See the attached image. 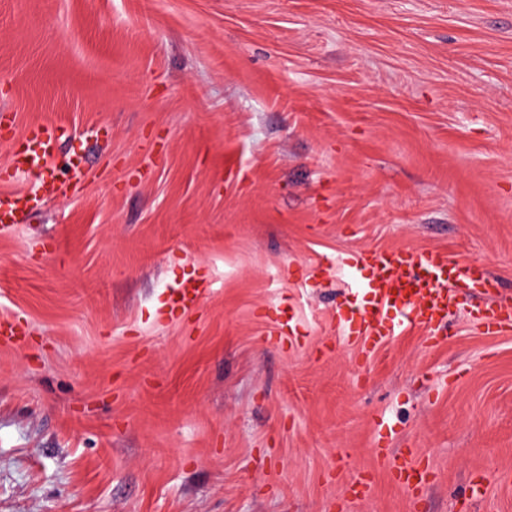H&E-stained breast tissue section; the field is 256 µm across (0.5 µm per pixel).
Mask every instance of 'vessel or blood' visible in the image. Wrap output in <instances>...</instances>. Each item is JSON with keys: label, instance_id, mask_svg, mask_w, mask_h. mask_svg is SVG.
I'll use <instances>...</instances> for the list:
<instances>
[{"label": "vessel or blood", "instance_id": "1", "mask_svg": "<svg viewBox=\"0 0 512 512\" xmlns=\"http://www.w3.org/2000/svg\"><path fill=\"white\" fill-rule=\"evenodd\" d=\"M55 128L34 125L22 137L0 131V143L9 147L10 173H34L33 191L0 193V226L9 227L43 202L67 197L84 173L81 154L68 159L69 175L55 173ZM338 269L351 281L350 298L337 311L336 321L348 343L363 355L374 353L390 338L412 329L421 330L428 345L445 334L449 316L465 313L487 336L512 333V299L503 297L482 264L449 259L434 249H359L338 255ZM203 282L186 280L166 288L162 306L174 314L199 305L205 297ZM392 480L416 492L431 481V474L414 452L398 453L390 469Z\"/></svg>", "mask_w": 512, "mask_h": 512}]
</instances>
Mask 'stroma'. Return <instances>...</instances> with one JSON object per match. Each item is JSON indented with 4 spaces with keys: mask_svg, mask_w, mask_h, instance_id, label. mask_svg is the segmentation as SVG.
<instances>
[{
    "mask_svg": "<svg viewBox=\"0 0 512 512\" xmlns=\"http://www.w3.org/2000/svg\"><path fill=\"white\" fill-rule=\"evenodd\" d=\"M40 121L85 174L0 230V512H466L478 474L512 512V335L359 363L328 265L438 248L512 295V0H0V124ZM207 286L200 280H186L165 289L162 306L169 314L188 310L199 305L205 297ZM389 472L397 485L412 492H418L431 481L428 468L412 451L398 453Z\"/></svg>",
    "mask_w": 512,
    "mask_h": 512,
    "instance_id": "obj_1",
    "label": "stroma"
}]
</instances>
